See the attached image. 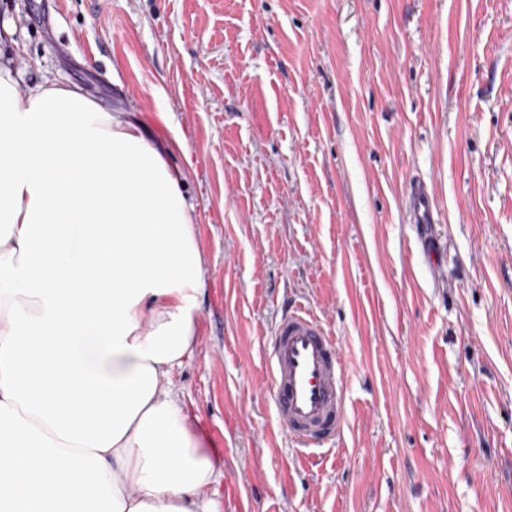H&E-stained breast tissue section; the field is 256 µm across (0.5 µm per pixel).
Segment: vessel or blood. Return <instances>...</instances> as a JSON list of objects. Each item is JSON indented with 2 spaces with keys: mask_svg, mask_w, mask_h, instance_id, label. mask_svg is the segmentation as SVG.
Segmentation results:
<instances>
[{
  "mask_svg": "<svg viewBox=\"0 0 512 512\" xmlns=\"http://www.w3.org/2000/svg\"><path fill=\"white\" fill-rule=\"evenodd\" d=\"M408 218L413 224L437 223L427 186H412ZM263 359L277 426L296 447L311 449L339 438L346 420V366L323 321L302 308L283 311Z\"/></svg>",
  "mask_w": 512,
  "mask_h": 512,
  "instance_id": "b4317fda",
  "label": "vessel or blood"
}]
</instances>
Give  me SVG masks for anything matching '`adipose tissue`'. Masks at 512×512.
I'll return each mask as SVG.
<instances>
[{
  "label": "adipose tissue",
  "instance_id": "adipose-tissue-1",
  "mask_svg": "<svg viewBox=\"0 0 512 512\" xmlns=\"http://www.w3.org/2000/svg\"><path fill=\"white\" fill-rule=\"evenodd\" d=\"M185 184L82 86L0 67V512H216L171 387L204 284Z\"/></svg>",
  "mask_w": 512,
  "mask_h": 512
}]
</instances>
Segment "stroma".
Wrapping results in <instances>:
<instances>
[{"label": "stroma", "instance_id": "1", "mask_svg": "<svg viewBox=\"0 0 512 512\" xmlns=\"http://www.w3.org/2000/svg\"><path fill=\"white\" fill-rule=\"evenodd\" d=\"M1 30L21 90L82 85L187 174L206 276L171 382L217 512H512V0H0ZM416 183L439 223L407 222ZM291 306L347 363L309 455L261 356Z\"/></svg>", "mask_w": 512, "mask_h": 512}]
</instances>
